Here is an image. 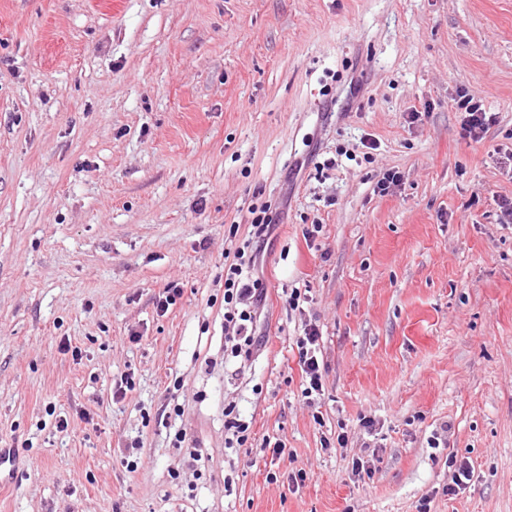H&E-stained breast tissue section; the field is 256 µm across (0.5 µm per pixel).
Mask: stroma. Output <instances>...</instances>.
Wrapping results in <instances>:
<instances>
[{
  "label": "stroma",
  "instance_id": "35a3bbf8",
  "mask_svg": "<svg viewBox=\"0 0 512 512\" xmlns=\"http://www.w3.org/2000/svg\"><path fill=\"white\" fill-rule=\"evenodd\" d=\"M511 154L512 0H0V512H512ZM282 200L225 358L224 242ZM456 106L458 110L466 114L463 120L465 136L475 143L483 141L490 126L496 122L495 115L486 112L482 108V104L479 101H474V97L466 92L459 95ZM320 339L322 336L319 326L311 321L305 324L301 336L296 338L298 365L302 376L301 394L311 407L315 406V398L323 392L322 369H325V365ZM250 423L241 418L236 405L224 407V442L228 448H242L250 439Z\"/></svg>",
  "mask_w": 512,
  "mask_h": 512
}]
</instances>
